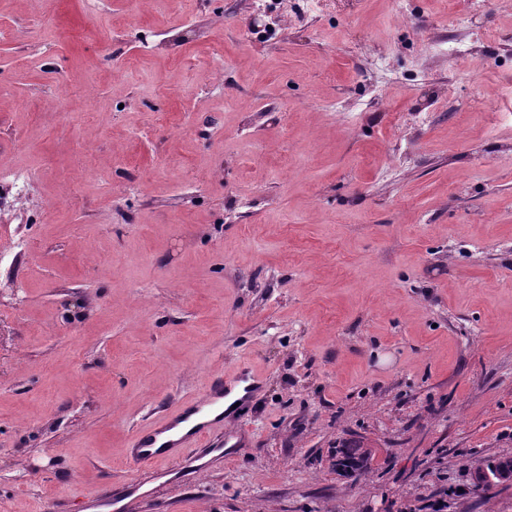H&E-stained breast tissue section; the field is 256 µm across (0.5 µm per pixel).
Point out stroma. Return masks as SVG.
I'll return each mask as SVG.
<instances>
[{
    "label": "stroma",
    "mask_w": 512,
    "mask_h": 512,
    "mask_svg": "<svg viewBox=\"0 0 512 512\" xmlns=\"http://www.w3.org/2000/svg\"><path fill=\"white\" fill-rule=\"evenodd\" d=\"M0 0V512H512V0ZM370 453L352 479L341 448ZM241 382L248 384L244 388L245 396L240 401L257 392L262 384V377L257 372L245 371L240 366L221 369L210 377L202 396L181 402L166 411L160 420L140 427L130 437L127 448L124 449L125 463L133 474L132 478L122 485L101 486L87 499L86 506L103 507L117 498L130 495L143 475L153 474L165 466H183V469L198 467L193 464L202 458L207 449L222 450L223 454V447L229 437L226 429L224 433V425L227 427L226 408L244 392L242 387H238L229 396L228 394ZM226 396L228 397L224 400V405H216ZM213 406L216 413L226 410L211 416ZM194 415H198L201 421L186 432L189 424L182 423L188 422ZM164 434L171 438L182 436L178 439H166L163 438ZM212 446L215 447L211 448Z\"/></svg>",
    "instance_id": "35a3bbf8"
}]
</instances>
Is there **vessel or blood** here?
I'll return each instance as SVG.
<instances>
[{"label":"vessel or blood","instance_id":"obj_1","mask_svg":"<svg viewBox=\"0 0 512 512\" xmlns=\"http://www.w3.org/2000/svg\"><path fill=\"white\" fill-rule=\"evenodd\" d=\"M262 383L255 371L235 366L214 373L200 397L181 402L166 411L162 418L140 427L129 439L124 450L125 463L133 477L121 485H104L89 499L92 507H103L110 502L131 494L138 479L166 466L186 469L201 459L205 450L223 449L228 441L224 431V414L213 413L212 408L228 396L236 385H243L246 396H253ZM189 423V430L179 438H169L168 433L182 423Z\"/></svg>","mask_w":512,"mask_h":512}]
</instances>
